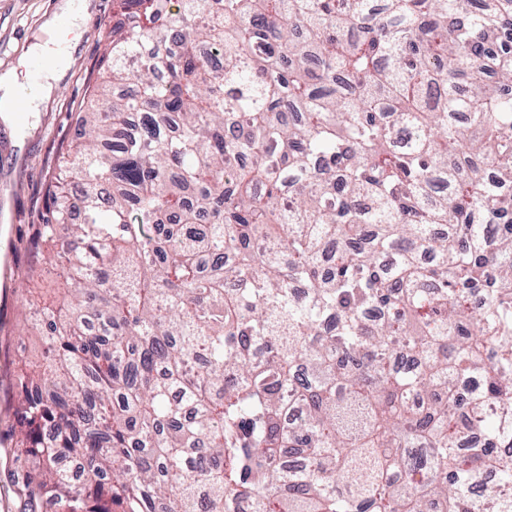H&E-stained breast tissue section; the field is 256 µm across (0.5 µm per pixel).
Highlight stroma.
<instances>
[{
	"label": "stroma",
	"instance_id": "stroma-1",
	"mask_svg": "<svg viewBox=\"0 0 512 512\" xmlns=\"http://www.w3.org/2000/svg\"><path fill=\"white\" fill-rule=\"evenodd\" d=\"M59 3L0 0V74L12 71L22 81L31 77V62L40 56L42 46L60 40L45 29ZM119 22L113 0H90L87 15L68 34L76 47L49 100L30 113L24 133L0 120V158L6 160L0 167V199L5 200L9 217L0 227V256L8 258L7 272H0V500H5L6 512H31L26 492L16 481L25 463L13 452L19 396L14 368L21 360L41 356L38 337L21 323L26 273L35 263L30 238L48 203L46 187L58 153L76 136L75 112L88 79Z\"/></svg>",
	"mask_w": 512,
	"mask_h": 512
}]
</instances>
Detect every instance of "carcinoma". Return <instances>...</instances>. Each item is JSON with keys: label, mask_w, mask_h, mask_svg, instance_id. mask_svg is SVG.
<instances>
[{"label": "carcinoma", "mask_w": 512, "mask_h": 512, "mask_svg": "<svg viewBox=\"0 0 512 512\" xmlns=\"http://www.w3.org/2000/svg\"><path fill=\"white\" fill-rule=\"evenodd\" d=\"M121 6L34 242L30 498L512 512V0Z\"/></svg>", "instance_id": "carcinoma-1"}]
</instances>
